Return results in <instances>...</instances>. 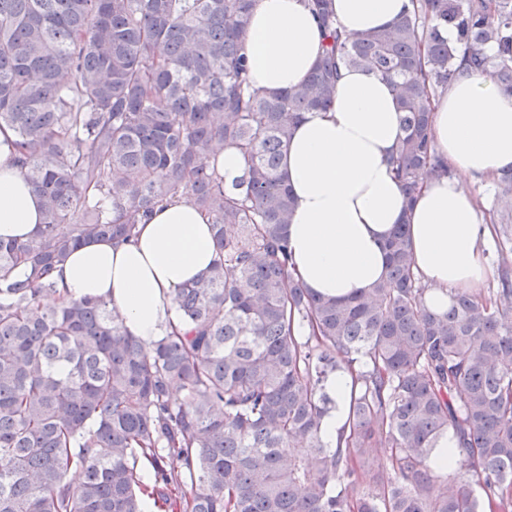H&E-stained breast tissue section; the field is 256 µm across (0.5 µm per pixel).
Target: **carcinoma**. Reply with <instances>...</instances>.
<instances>
[{
    "instance_id": "carcinoma-1",
    "label": "carcinoma",
    "mask_w": 512,
    "mask_h": 512,
    "mask_svg": "<svg viewBox=\"0 0 512 512\" xmlns=\"http://www.w3.org/2000/svg\"><path fill=\"white\" fill-rule=\"evenodd\" d=\"M410 2L352 36L329 0H307L324 57L301 85L259 94L240 46L255 0H0V126L44 201L33 238L0 240V512H144L146 497L174 512H512V225L499 287L457 290L441 312L404 224L365 295L317 296L292 271L283 145L331 101L341 67L392 80L391 164L409 200L424 173H448L430 131L448 75L512 90V0ZM224 144L246 160L229 186L207 162ZM180 193L211 216L216 253L176 293L181 325L145 343L103 299L41 305L73 249L130 241ZM340 372L348 424L328 448ZM450 431L460 459L439 487L431 463ZM373 448L391 472L381 486ZM350 383L351 378L347 373L333 376L327 382V391L334 404L321 421L320 434L331 448L336 447L339 433L347 418Z\"/></svg>"
}]
</instances>
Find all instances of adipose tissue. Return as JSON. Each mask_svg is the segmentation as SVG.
<instances>
[{
	"instance_id": "obj_1",
	"label": "adipose tissue",
	"mask_w": 512,
	"mask_h": 512,
	"mask_svg": "<svg viewBox=\"0 0 512 512\" xmlns=\"http://www.w3.org/2000/svg\"><path fill=\"white\" fill-rule=\"evenodd\" d=\"M408 6L409 0H331L351 34L387 27ZM324 45L305 0H257L244 35L252 90L300 85ZM400 117L388 78L345 66L330 107L305 113L288 136L282 171L294 201L289 249L296 279L313 294L367 293L385 276L384 245L401 223L433 308L447 306L451 289L479 290L489 276L482 250L490 230L461 181L512 169V91L481 72L460 69L449 77L431 132L453 175L424 177L410 207L390 163ZM17 158L13 130L0 128V238L25 241L43 222V201ZM214 257L210 217L182 194L160 202L130 242L91 239L72 251L45 302L103 298L120 310L130 334L150 342L177 323V290L205 274ZM350 383L345 373L327 382L334 404L320 434L332 447L347 418Z\"/></svg>"
}]
</instances>
